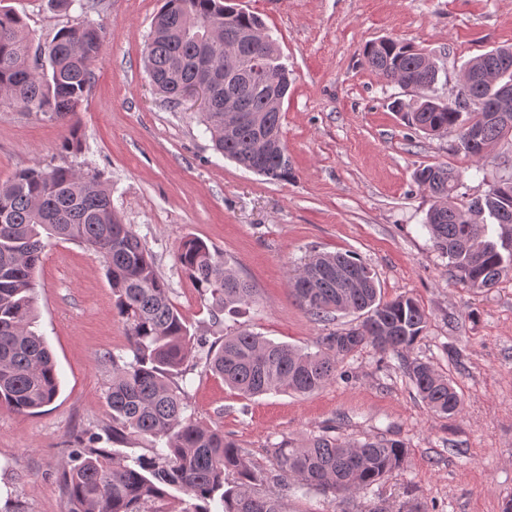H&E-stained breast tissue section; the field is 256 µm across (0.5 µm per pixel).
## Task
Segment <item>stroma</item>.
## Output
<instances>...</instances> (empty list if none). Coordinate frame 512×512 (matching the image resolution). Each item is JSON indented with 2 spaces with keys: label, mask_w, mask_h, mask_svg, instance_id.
<instances>
[{
  "label": "stroma",
  "mask_w": 512,
  "mask_h": 512,
  "mask_svg": "<svg viewBox=\"0 0 512 512\" xmlns=\"http://www.w3.org/2000/svg\"><path fill=\"white\" fill-rule=\"evenodd\" d=\"M234 4L262 18L293 79L282 109L288 180H266L225 158L191 104L173 107L154 92L143 48L162 0H97L86 12L53 0H0L41 41L86 20L104 29L103 58L76 112L82 153L63 149L65 127L2 103L0 182L35 164L98 171L191 333L212 341L233 322L213 324L207 301L181 272L182 238L215 246L256 289L260 303L243 317L250 331L308 352L358 318L336 312L314 321L290 279L310 255L357 254L385 299L406 294L425 309L427 327L407 357L452 380L459 413L434 416L396 356L367 346L339 359L335 381L310 395L252 399L195 355L184 380L195 419L235 442L263 475L260 492L281 497L286 512H504L512 500V275L486 292L450 277L424 226L431 199L414 173L453 168L466 201L512 176V141L479 161L457 151L455 134L410 129L390 104L413 99L414 90L368 69L363 50L385 38L428 50L440 67L437 96L454 101L469 60L512 45V0ZM35 280L36 329L53 354L60 390L34 414L0 405V512H67L61 472L73 439L111 426L112 359L132 357L100 254L51 241ZM322 433L401 441L406 462L342 505L278 481L273 445Z\"/></svg>",
  "instance_id": "stroma-1"
}]
</instances>
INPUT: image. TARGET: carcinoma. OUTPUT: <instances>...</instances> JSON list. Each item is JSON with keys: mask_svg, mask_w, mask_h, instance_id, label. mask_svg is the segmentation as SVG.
I'll return each mask as SVG.
<instances>
[{"mask_svg": "<svg viewBox=\"0 0 512 512\" xmlns=\"http://www.w3.org/2000/svg\"><path fill=\"white\" fill-rule=\"evenodd\" d=\"M263 25L256 15L225 0H164L153 18L144 45V62L153 87L177 106L183 88L209 67L224 66V51L254 52L268 58V72L284 82L276 42L256 47L235 40L237 31ZM101 28L59 29L51 41L34 43L23 18L0 9V102L67 128V151L82 149L75 109L88 94L93 66L102 59ZM481 54L469 61L512 82V47ZM428 52L410 43L383 39L364 50L365 65L389 82L420 86L414 104L396 102L408 125L428 134L457 133L456 149L477 160L488 157L496 143L512 138V125L491 122L494 94L483 85H460L452 103L433 95L439 69L423 66ZM245 113L267 123L272 137L285 147L281 107L266 111L262 92L245 102ZM217 150L239 161L250 148L256 127L250 121L224 138V87L212 108L202 113ZM480 126L479 145L470 147L464 134ZM288 159L271 163L264 176L286 181ZM416 181L432 200L426 216L434 248L448 259L456 282L477 291L494 287L512 272V179L494 183L486 194L465 204L455 201L458 174L443 165L416 171ZM500 228L489 235L484 216ZM75 241L102 255L112 287L114 309L126 327L132 360H112L109 402L112 426L103 433L76 437V449L62 470L68 512H283L279 497L253 486L263 481L239 447L217 428L201 425L188 413L180 381L193 352L205 354L207 367L245 398L269 392L311 394L335 381L338 358L365 345L398 355L423 335L427 315L408 295L381 296L373 269L352 254H317L344 266L349 287L321 277L301 287L293 277V293L316 321L334 312H352L362 321L346 331L321 338L317 352H304L269 341L244 327L210 343L191 334L170 299V288L157 273L152 255L129 224L112 211L108 189L97 172L71 167L34 165L0 184V403L19 414H31L51 403L59 381L51 353L35 326V271L50 240ZM177 262L209 297L214 323L220 315H242L258 303L256 291L238 276L224 254L199 237H186ZM406 371L421 399L438 416H452L461 398L452 381L430 363L413 360ZM134 440L151 444L152 455L128 456L113 449ZM112 444L102 447L101 442ZM281 472L300 489L346 496L368 490L386 474L403 466L407 449L396 440L368 437L346 442L325 433L300 442L282 441L273 448ZM185 498L168 507V489Z\"/></svg>", "mask_w": 512, "mask_h": 512, "instance_id": "1", "label": "carcinoma"}]
</instances>
